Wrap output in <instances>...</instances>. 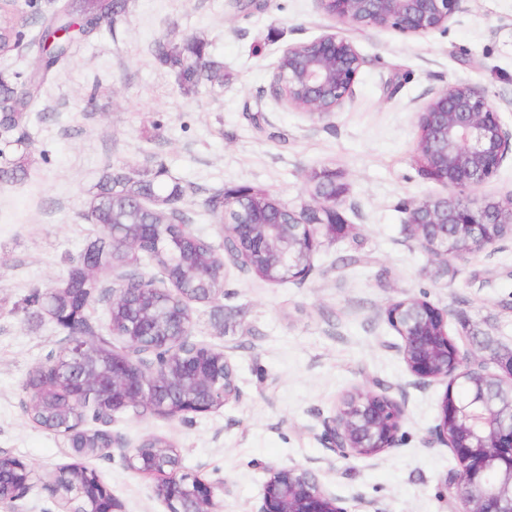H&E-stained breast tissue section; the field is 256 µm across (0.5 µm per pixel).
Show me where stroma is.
I'll return each instance as SVG.
<instances>
[{
  "mask_svg": "<svg viewBox=\"0 0 512 512\" xmlns=\"http://www.w3.org/2000/svg\"><path fill=\"white\" fill-rule=\"evenodd\" d=\"M50 0H18L19 46L0 55V73L38 66L29 20ZM331 21L318 0H128L124 16L84 40L28 108L22 128L0 132V168L22 154V181L0 185V452L29 464L34 486L0 512H60L46 485L67 464L61 437L27 411L29 373L49 362L67 336L31 294L66 276L105 229L85 221L103 173L160 177L189 191L191 228L216 248L224 231L205 215L207 197L259 187L298 208L310 203L313 170H336L346 187L343 235L313 256L302 282L272 285L228 268L224 294L192 304L191 338L223 347L239 401L189 419L122 414L112 432L130 444L155 436L173 444L181 470L215 483L220 512H257L267 469L300 466L342 500L347 512H451L445 479L455 461L434 438L447 384L408 371L387 306L405 296L448 315L466 361L500 371L512 355V235L487 248L434 260L405 233L408 204L446 195L416 162L419 107L438 89L465 82L484 89L512 127V0H467L447 32L414 37L361 27L350 37L367 63L340 112L310 118L272 92L274 66L288 45L310 41ZM197 36L224 63L223 87L186 95L153 55L157 40ZM372 254L371 267L340 256ZM382 387L404 406L401 440L371 457L342 458L321 438L322 421L356 390ZM123 512H168L154 479L120 453L86 459Z\"/></svg>",
  "mask_w": 512,
  "mask_h": 512,
  "instance_id": "35a3bbf8",
  "label": "stroma"
}]
</instances>
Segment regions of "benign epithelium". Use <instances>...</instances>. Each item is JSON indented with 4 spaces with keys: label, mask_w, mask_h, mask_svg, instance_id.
Masks as SVG:
<instances>
[{
    "label": "benign epithelium",
    "mask_w": 512,
    "mask_h": 512,
    "mask_svg": "<svg viewBox=\"0 0 512 512\" xmlns=\"http://www.w3.org/2000/svg\"><path fill=\"white\" fill-rule=\"evenodd\" d=\"M334 26L319 37L282 50L273 74L278 99L311 116L324 118L341 110L354 95V85L366 58L347 32L364 26L391 28L409 36L445 32L466 0H318ZM417 159L423 175L449 189L443 197L405 207V231L432 257L448 261L494 244L506 235L500 225L512 223L509 205L478 196L506 158L512 155V130L506 128L489 96L476 86L450 82L426 101L418 112ZM341 195L319 194L290 224L276 223L286 210L280 200L265 193L242 192L224 198V215L236 214L237 223L224 224V254L213 256L212 275L226 277L233 266L251 271L270 283L303 281L312 272V257L325 241L336 239L324 219L339 212ZM112 304H123L136 314V295L112 289ZM389 324L402 340L400 350L411 375L427 382L492 378L502 395L477 388L464 398L445 392L440 403L438 442L448 447L457 468L446 478L461 504L459 512H512V360L507 377L479 367H462L456 342L448 334L447 313L415 297L391 303ZM175 332L161 336L151 358H142L135 336L123 337L124 347L112 349V373L100 378L88 374L87 397L100 405L95 423L136 471L161 474L156 497L168 512H218L216 490L224 483H208L183 473L180 467L157 466L158 453L142 444L129 445L106 430L115 415L131 407L150 409L162 416L187 418L215 411L241 397L234 367L224 349L190 339L191 315L179 309L167 318ZM74 341L68 365L85 364L91 352L80 342L83 328L71 330ZM403 405L387 393L362 392L353 405L343 404L322 421V439L343 458L376 455L398 442ZM459 423L469 437L459 439L449 426ZM20 474L0 480V503H13L33 487V470L24 461ZM258 512H347L341 499L324 488L302 467H270Z\"/></svg>",
    "instance_id": "obj_1"
}]
</instances>
